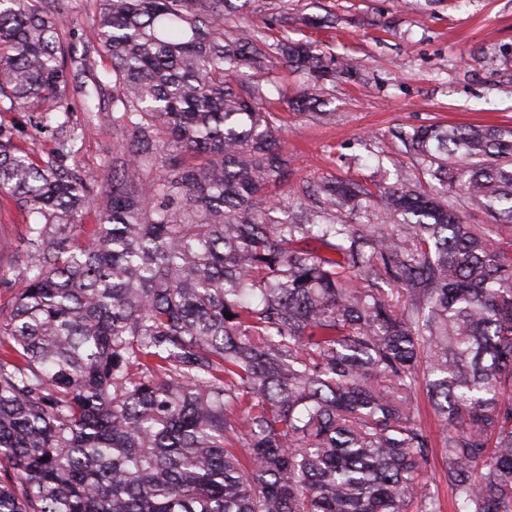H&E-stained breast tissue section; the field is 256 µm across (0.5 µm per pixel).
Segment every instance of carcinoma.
Masks as SVG:
<instances>
[{"label":"carcinoma","mask_w":512,"mask_h":512,"mask_svg":"<svg viewBox=\"0 0 512 512\" xmlns=\"http://www.w3.org/2000/svg\"><path fill=\"white\" fill-rule=\"evenodd\" d=\"M231 2L97 0L123 133L105 183L0 135L27 221L0 265V512H439L438 466L454 512H512V126L416 128L396 185L295 189L269 224L291 171L273 55L324 122L336 60L224 27ZM70 33L47 0H0V96L45 128L69 89L96 109Z\"/></svg>","instance_id":"obj_1"}]
</instances>
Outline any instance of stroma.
Masks as SVG:
<instances>
[{"instance_id": "1", "label": "stroma", "mask_w": 512, "mask_h": 512, "mask_svg": "<svg viewBox=\"0 0 512 512\" xmlns=\"http://www.w3.org/2000/svg\"><path fill=\"white\" fill-rule=\"evenodd\" d=\"M228 26L268 28L271 40L313 43L326 56L351 59L348 74L326 83L323 99L336 120L287 115L284 140L293 158L287 185L273 188L274 219L293 204L290 187L325 179L389 186L411 170L400 134L435 123L512 125V0H234ZM71 22V55L85 58L102 83L103 110L89 116L68 99L71 125L84 131L77 155L60 158L82 175L102 179L122 141L107 108L112 66L96 48V0H62ZM32 110L0 99V130L40 160L57 156L61 136L39 128ZM58 157V156H57ZM24 221L0 207V264L23 248Z\"/></svg>"}]
</instances>
